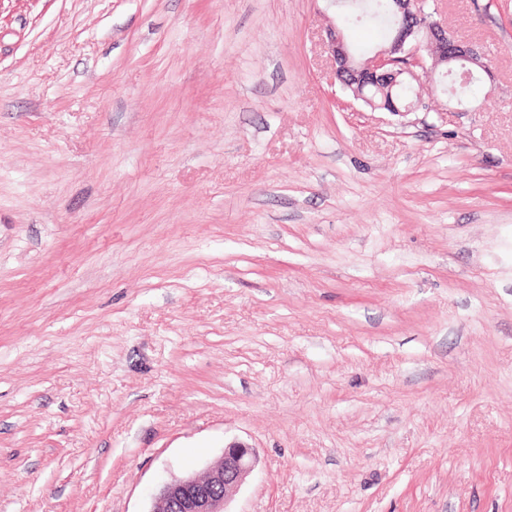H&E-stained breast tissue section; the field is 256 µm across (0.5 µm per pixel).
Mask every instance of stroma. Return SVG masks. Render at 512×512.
<instances>
[{"label":"stroma","instance_id":"35a3bbf8","mask_svg":"<svg viewBox=\"0 0 512 512\" xmlns=\"http://www.w3.org/2000/svg\"><path fill=\"white\" fill-rule=\"evenodd\" d=\"M457 104L335 82L328 0H0V512H512V0ZM255 460L250 445L231 441L204 476L186 475L164 483L150 512H229L226 505L251 474Z\"/></svg>","mask_w":512,"mask_h":512}]
</instances>
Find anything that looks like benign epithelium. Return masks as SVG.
<instances>
[{
  "label": "benign epithelium",
  "mask_w": 512,
  "mask_h": 512,
  "mask_svg": "<svg viewBox=\"0 0 512 512\" xmlns=\"http://www.w3.org/2000/svg\"><path fill=\"white\" fill-rule=\"evenodd\" d=\"M390 2L397 29L386 47L357 56L338 27L327 30L326 47L335 64L336 82L353 99L375 110L378 105L364 94L368 86L390 92L418 81L422 72L451 74L461 65L469 66L461 73L463 85L475 68L490 72L485 56L448 32L429 11L427 0ZM255 460L250 445L232 441L204 476L186 475L164 483L150 512H226L230 497L249 477Z\"/></svg>",
  "instance_id": "benign-epithelium-1"
}]
</instances>
